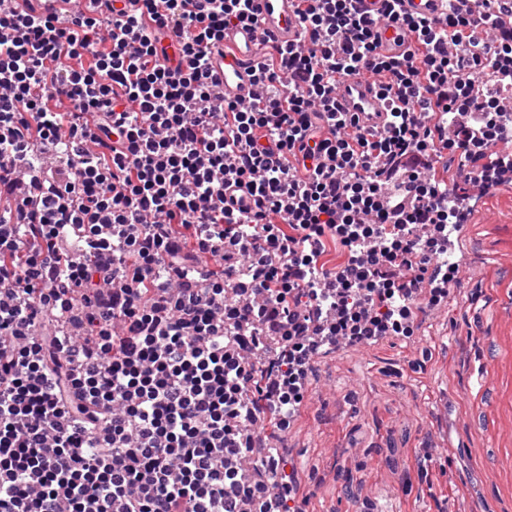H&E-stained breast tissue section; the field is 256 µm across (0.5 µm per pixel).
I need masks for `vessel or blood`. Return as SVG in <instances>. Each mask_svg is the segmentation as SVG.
I'll use <instances>...</instances> for the list:
<instances>
[{
	"instance_id": "vessel-or-blood-1",
	"label": "vessel or blood",
	"mask_w": 512,
	"mask_h": 512,
	"mask_svg": "<svg viewBox=\"0 0 512 512\" xmlns=\"http://www.w3.org/2000/svg\"><path fill=\"white\" fill-rule=\"evenodd\" d=\"M445 0H403L404 12L434 18L443 11ZM256 25L241 28L226 38L222 52L213 54L212 69L227 98L239 103L253 102L260 88L253 78V65L268 42L293 44L299 38L295 13L297 0H254ZM380 50L389 56L401 55L413 43V36L394 24L378 30ZM336 96L343 111L358 113L371 127L381 126L385 110L378 94V79L363 73L340 80Z\"/></svg>"
}]
</instances>
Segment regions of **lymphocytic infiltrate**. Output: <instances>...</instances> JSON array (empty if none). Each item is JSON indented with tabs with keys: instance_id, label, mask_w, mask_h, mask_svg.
I'll return each mask as SVG.
<instances>
[{
	"instance_id": "f902f5d3",
	"label": "lymphocytic infiltrate",
	"mask_w": 512,
	"mask_h": 512,
	"mask_svg": "<svg viewBox=\"0 0 512 512\" xmlns=\"http://www.w3.org/2000/svg\"><path fill=\"white\" fill-rule=\"evenodd\" d=\"M139 2L0 0V512H300L255 427L287 434L319 347L447 303L448 227L512 173V0H299L248 105L209 61L254 0ZM361 72L382 128L338 108ZM445 1L447 0H404L402 9L415 16L434 18L444 11ZM380 51L389 56L401 55L413 43V36L395 24L383 25L378 30Z\"/></svg>"
}]
</instances>
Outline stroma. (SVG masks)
<instances>
[{
  "label": "stroma",
  "mask_w": 512,
  "mask_h": 512,
  "mask_svg": "<svg viewBox=\"0 0 512 512\" xmlns=\"http://www.w3.org/2000/svg\"><path fill=\"white\" fill-rule=\"evenodd\" d=\"M459 255L414 336L317 359L280 443L303 512H512V186L475 207Z\"/></svg>",
  "instance_id": "35a3bbf8"
}]
</instances>
